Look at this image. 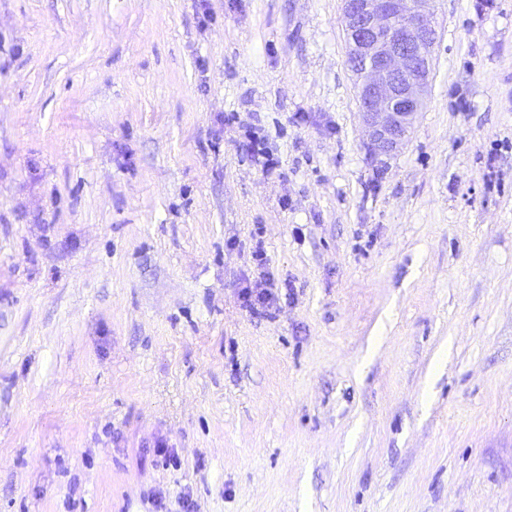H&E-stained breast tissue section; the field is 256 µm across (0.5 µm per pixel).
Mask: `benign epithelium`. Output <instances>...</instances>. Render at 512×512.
I'll return each mask as SVG.
<instances>
[{"label":"benign epithelium","mask_w":512,"mask_h":512,"mask_svg":"<svg viewBox=\"0 0 512 512\" xmlns=\"http://www.w3.org/2000/svg\"><path fill=\"white\" fill-rule=\"evenodd\" d=\"M364 144L373 158L409 141L428 100L436 21L429 0H342Z\"/></svg>","instance_id":"obj_1"}]
</instances>
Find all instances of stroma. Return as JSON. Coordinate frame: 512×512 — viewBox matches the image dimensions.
Returning a JSON list of instances; mask_svg holds the SVG:
<instances>
[{"label":"stroma","instance_id":"stroma-1","mask_svg":"<svg viewBox=\"0 0 512 512\" xmlns=\"http://www.w3.org/2000/svg\"><path fill=\"white\" fill-rule=\"evenodd\" d=\"M431 5L380 163L341 0H0V512H512V0ZM273 275L269 271H263L255 288L245 287L241 291L243 304L253 314H260L269 306L279 300V294L274 291Z\"/></svg>","mask_w":512,"mask_h":512}]
</instances>
